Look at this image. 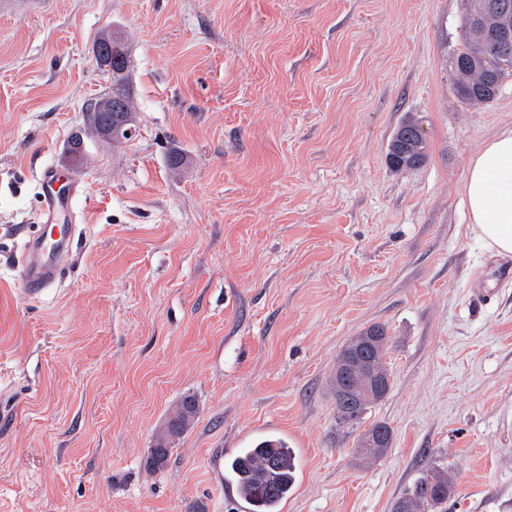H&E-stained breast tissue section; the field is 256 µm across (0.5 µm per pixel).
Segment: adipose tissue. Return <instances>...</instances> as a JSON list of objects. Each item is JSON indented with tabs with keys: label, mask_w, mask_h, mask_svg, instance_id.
Instances as JSON below:
<instances>
[{
	"label": "adipose tissue",
	"mask_w": 512,
	"mask_h": 512,
	"mask_svg": "<svg viewBox=\"0 0 512 512\" xmlns=\"http://www.w3.org/2000/svg\"><path fill=\"white\" fill-rule=\"evenodd\" d=\"M464 190L472 232L488 251L512 254V130L494 135L471 160Z\"/></svg>",
	"instance_id": "obj_1"
}]
</instances>
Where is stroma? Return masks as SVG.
I'll list each match as a JSON object with an SVG mask.
<instances>
[{"label":"stroma","mask_w":512,"mask_h":512,"mask_svg":"<svg viewBox=\"0 0 512 512\" xmlns=\"http://www.w3.org/2000/svg\"><path fill=\"white\" fill-rule=\"evenodd\" d=\"M462 0H11L0 9V512H238L210 461L284 437L288 512H390L425 465L448 512H512V283L472 281L467 167L512 128V76L483 106L451 66ZM131 45L133 138L89 135L111 82L102 28ZM420 118L429 151L394 171ZM85 153L73 162L71 141ZM72 173L60 277L21 290L44 234L39 177ZM379 323L391 388L363 462L336 428L330 375ZM186 394L194 424L146 460Z\"/></svg>","instance_id":"obj_1"}]
</instances>
